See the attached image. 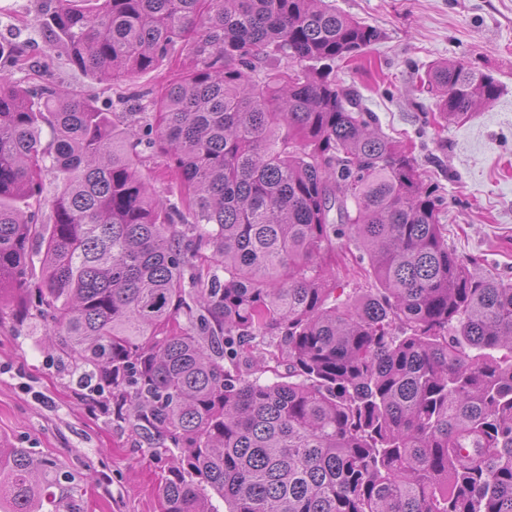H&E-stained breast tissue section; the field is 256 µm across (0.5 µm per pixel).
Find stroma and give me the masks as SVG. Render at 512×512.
Here are the masks:
<instances>
[{
	"instance_id": "1",
	"label": "stroma",
	"mask_w": 512,
	"mask_h": 512,
	"mask_svg": "<svg viewBox=\"0 0 512 512\" xmlns=\"http://www.w3.org/2000/svg\"><path fill=\"white\" fill-rule=\"evenodd\" d=\"M38 5L0 0V40L35 62ZM336 8L382 34L337 63V83L359 94L384 133L411 147L424 183L445 201L449 245L512 281V0H336ZM445 61L464 62L501 86L471 120H440L420 83L431 64ZM53 74L61 87L97 94L104 111L141 108L101 92L67 58L55 59ZM81 380L60 361L45 321L19 323L11 305L0 308V445L59 463L81 486V512H160L172 455L155 456L132 420L87 400Z\"/></svg>"
}]
</instances>
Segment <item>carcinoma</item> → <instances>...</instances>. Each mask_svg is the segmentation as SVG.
Instances as JSON below:
<instances>
[{"instance_id":"obj_1","label":"carcinoma","mask_w":512,"mask_h":512,"mask_svg":"<svg viewBox=\"0 0 512 512\" xmlns=\"http://www.w3.org/2000/svg\"><path fill=\"white\" fill-rule=\"evenodd\" d=\"M34 23L39 64L0 41L29 74H0V299L180 453L161 512H215L208 488L226 512H512V281L448 246L411 152L336 84L380 32L332 0H42ZM62 54L108 86L188 66L104 112ZM427 81L446 122L499 94L461 62ZM353 248L368 287L342 295ZM54 468L0 448V512H77ZM53 74L56 82L63 88L69 90L81 89L88 93H96L99 96L97 99L98 106L105 112H140L142 103L137 99L119 101L116 99L115 90L100 94L102 86L98 85L86 73L72 66L66 57L55 59ZM179 69L180 64H178V62H176V64L175 62H166L150 75L140 77L137 81L138 85L151 90V94L144 98L142 102L145 104L153 97L158 96L164 90V87L174 78Z\"/></svg>"}]
</instances>
